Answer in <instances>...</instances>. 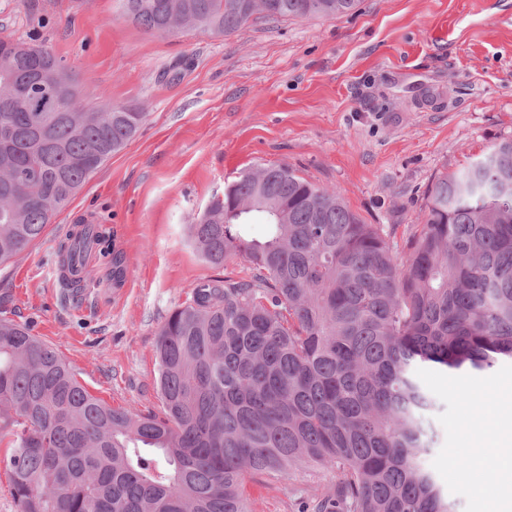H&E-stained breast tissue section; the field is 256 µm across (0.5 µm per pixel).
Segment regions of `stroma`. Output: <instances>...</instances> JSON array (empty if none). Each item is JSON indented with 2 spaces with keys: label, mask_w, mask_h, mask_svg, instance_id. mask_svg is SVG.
I'll return each mask as SVG.
<instances>
[{
  "label": "stroma",
  "mask_w": 512,
  "mask_h": 512,
  "mask_svg": "<svg viewBox=\"0 0 512 512\" xmlns=\"http://www.w3.org/2000/svg\"><path fill=\"white\" fill-rule=\"evenodd\" d=\"M0 37L49 46L78 78L76 106L138 107L147 117L48 225L0 264L9 319L28 324L78 381L113 407L158 411L154 350L169 313L200 282L247 278L216 268L186 226L242 173L285 164L336 191L404 244L427 190L512 136V0H359L340 18L254 16L229 35L155 34L118 0H0ZM109 229L111 254L87 259L84 293L53 279L77 226ZM437 401L423 460L455 512H486L472 484L489 437L512 446V364L423 369ZM465 462L464 469L454 460ZM334 476L311 468L248 482L252 512H305Z\"/></svg>",
  "instance_id": "obj_1"
}]
</instances>
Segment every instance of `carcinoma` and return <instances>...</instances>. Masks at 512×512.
Instances as JSON below:
<instances>
[{"mask_svg": "<svg viewBox=\"0 0 512 512\" xmlns=\"http://www.w3.org/2000/svg\"><path fill=\"white\" fill-rule=\"evenodd\" d=\"M245 0H122L158 34L165 19L229 34ZM267 17H339L358 0H270ZM44 44L0 39V264L52 218L147 113L25 110ZM512 137L427 191L400 258L384 224L286 164L231 182L188 225L216 268L246 259L248 280L210 279L158 332L159 412L113 408L24 325L0 318V467L20 512H249L245 484L308 467L336 476L313 512H448L421 463L433 401L417 368L483 371L512 360ZM266 226L261 239L246 233ZM94 242L73 234L64 264Z\"/></svg>", "mask_w": 512, "mask_h": 512, "instance_id": "carcinoma-1", "label": "carcinoma"}]
</instances>
